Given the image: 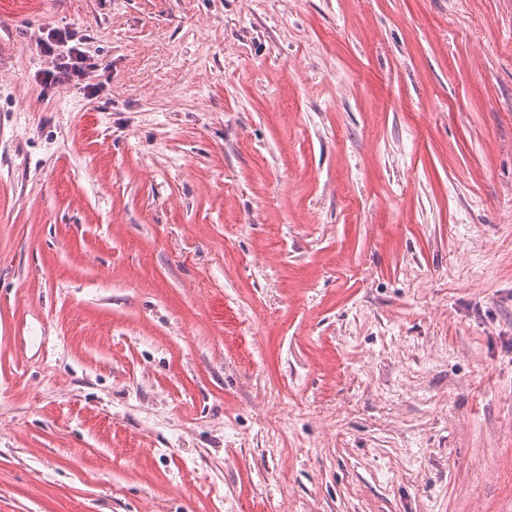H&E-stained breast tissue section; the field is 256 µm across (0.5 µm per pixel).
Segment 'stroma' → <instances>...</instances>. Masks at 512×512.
I'll return each mask as SVG.
<instances>
[{
    "mask_svg": "<svg viewBox=\"0 0 512 512\" xmlns=\"http://www.w3.org/2000/svg\"><path fill=\"white\" fill-rule=\"evenodd\" d=\"M0 512H512V0H0ZM74 35L67 31L50 29L47 36L38 40L37 45L45 56L51 58L52 69L43 75L42 83L46 86H59L86 79L98 67L91 62L94 57L77 45L61 49L68 42L75 40Z\"/></svg>",
    "mask_w": 512,
    "mask_h": 512,
    "instance_id": "35a3bbf8",
    "label": "stroma"
}]
</instances>
